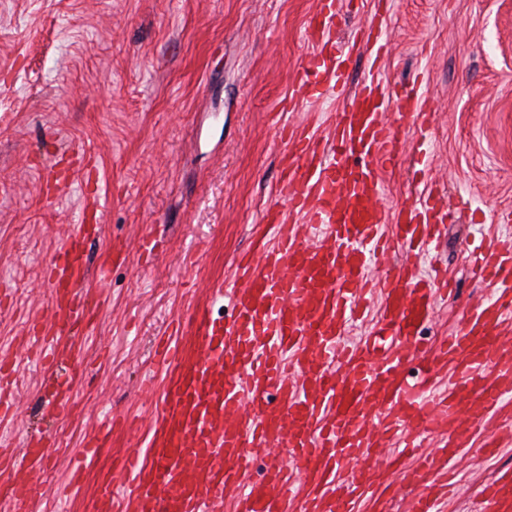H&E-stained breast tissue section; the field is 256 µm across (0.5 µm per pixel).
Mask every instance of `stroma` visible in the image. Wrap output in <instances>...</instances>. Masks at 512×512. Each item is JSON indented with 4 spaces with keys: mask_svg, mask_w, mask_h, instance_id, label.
<instances>
[{
    "mask_svg": "<svg viewBox=\"0 0 512 512\" xmlns=\"http://www.w3.org/2000/svg\"><path fill=\"white\" fill-rule=\"evenodd\" d=\"M315 0H0V352L17 364L16 403L0 446L19 450L29 432L49 442L33 512H93L101 472L144 447L146 423L166 390L154 361L172 322L200 305L213 316L210 284L230 278L279 186L286 144L281 125L330 134L333 112L371 74L365 43L374 21L387 41L381 62L390 96L410 90L429 114L427 136L389 110L408 150L382 169L381 200L393 210L408 195L443 189L445 236L432 264L456 282L422 336L459 329L488 289L468 262L475 246L512 238V0H356L343 6L337 41L351 44L343 94L290 108L295 74L314 50L306 36ZM79 149L98 174L104 229L86 244L90 268L113 238L137 240L154 226L157 254L113 267L92 328L70 366L73 402L52 417L47 377L17 341L32 316L49 320L43 285L50 256L77 224L84 175L63 152ZM57 162L66 181L47 199L42 168ZM136 415V431L114 429L81 487L58 489L82 443L111 415ZM512 469V447L486 457L465 449L460 494L446 512H477L482 484Z\"/></svg>",
    "mask_w": 512,
    "mask_h": 512,
    "instance_id": "1",
    "label": "stroma"
}]
</instances>
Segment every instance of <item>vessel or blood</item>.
Masks as SVG:
<instances>
[{
  "label": "vessel or blood",
  "instance_id": "b4317fda",
  "mask_svg": "<svg viewBox=\"0 0 512 512\" xmlns=\"http://www.w3.org/2000/svg\"><path fill=\"white\" fill-rule=\"evenodd\" d=\"M340 18L336 0H316L309 38L317 50L297 72L303 100L344 88L345 50L332 37ZM384 111L373 78L333 113L330 140L289 137L278 197L253 227L258 240L230 286L214 289L229 295V317L197 307L163 340L155 356L167 391L147 449L115 460L130 489L118 492L105 476L94 512H221L228 498L236 512H357L365 497L386 505L383 479L406 457L414 460L404 475L407 512H441L464 448L478 443L493 456L512 446V239L477 256L489 293L460 331L425 343L421 330L452 286L447 276L420 275L418 262L438 248L445 215L429 192L390 218L380 208L378 166L406 149ZM292 215L300 223H289ZM100 230L79 225L54 252L45 283L51 326L31 327L26 338L54 378L58 413L71 405V376L59 363L94 302L84 244ZM392 238L406 254L384 278L380 315L346 345ZM153 246L148 230L134 250L113 240L98 280ZM442 377L448 384L436 389ZM49 460L40 435L17 460L0 456V502L26 512ZM259 460L260 478L245 482ZM478 512H512V470L483 485Z\"/></svg>",
  "mask_w": 512,
  "mask_h": 512
}]
</instances>
